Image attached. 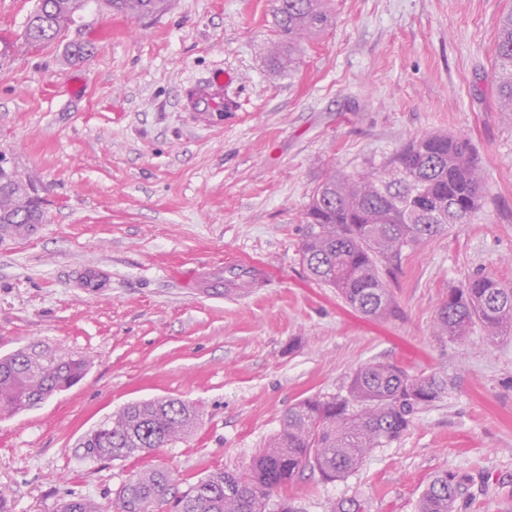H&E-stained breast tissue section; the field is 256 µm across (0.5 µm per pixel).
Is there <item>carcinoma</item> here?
<instances>
[{
  "instance_id": "1",
  "label": "carcinoma",
  "mask_w": 512,
  "mask_h": 512,
  "mask_svg": "<svg viewBox=\"0 0 512 512\" xmlns=\"http://www.w3.org/2000/svg\"><path fill=\"white\" fill-rule=\"evenodd\" d=\"M96 3L114 15L145 19L165 13L169 0H36L24 24L26 41H61L75 16ZM280 40L270 48L278 69L292 71L300 44L328 29L332 0H274ZM490 81L497 110L512 113V7L501 14ZM485 185L469 138L428 133L405 143L375 172L331 171L315 188L304 220L314 230L301 246L310 276L337 289L349 306L369 318L392 308L387 278L402 253L465 224L479 209ZM46 222L43 202L13 177L0 184V242L24 239ZM480 325L495 340L512 334V283L491 273L469 277L448 291L437 311L439 329L464 343ZM88 360L58 348L29 345L0 357V417L40 406L85 376ZM448 383L432 374L411 375L380 361L361 366L347 394L310 397L289 407L279 431L241 471H215L172 492L169 472H132L103 503L90 496L64 498L55 512H266L273 493L305 469L329 481L353 473L373 448L403 436L416 417L444 397ZM199 413L165 398L127 404L82 442L85 455L110 462L157 452L191 435ZM469 478L441 470L419 497L415 512H458ZM360 498L334 503L330 512H365Z\"/></svg>"
}]
</instances>
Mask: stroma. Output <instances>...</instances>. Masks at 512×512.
<instances>
[{"mask_svg":"<svg viewBox=\"0 0 512 512\" xmlns=\"http://www.w3.org/2000/svg\"><path fill=\"white\" fill-rule=\"evenodd\" d=\"M336 21L302 42L292 73L268 55L273 0H172L155 19L95 9L64 45L22 38L34 0H0V154L45 200L48 221L0 246V355L44 344L90 360L85 378L0 420V512H53L112 497L158 466L177 490L245 468L288 407L345 393L377 360L444 371L448 394L352 474L305 470L301 512L359 496L368 512H414L434 474L470 476L461 512H512V335L439 332L449 290L485 270L512 281V115L489 73L506 0H335ZM234 108L210 126L187 97L214 72ZM467 134L485 183L469 223L404 252L396 309L369 319L308 275L303 213L325 173H365L409 139ZM268 282L224 296V263ZM100 285L84 287L87 271ZM194 405V435L99 462L79 443L128 403Z\"/></svg>","mask_w":512,"mask_h":512,"instance_id":"obj_1","label":"stroma"}]
</instances>
